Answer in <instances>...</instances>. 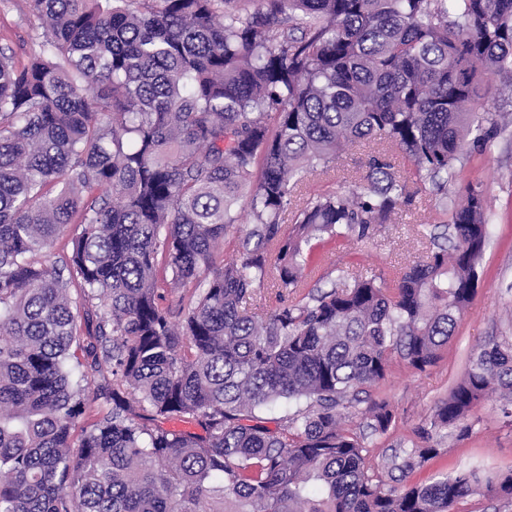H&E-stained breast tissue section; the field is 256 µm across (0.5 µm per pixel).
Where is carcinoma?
<instances>
[{
  "instance_id": "cac0c4a2",
  "label": "carcinoma",
  "mask_w": 512,
  "mask_h": 512,
  "mask_svg": "<svg viewBox=\"0 0 512 512\" xmlns=\"http://www.w3.org/2000/svg\"><path fill=\"white\" fill-rule=\"evenodd\" d=\"M32 3L51 38L23 66L0 49V512H451L512 495V474L475 471L399 490L342 423L393 357L440 359L489 237L480 188L453 204L449 245L396 279L340 270L305 291L317 248L372 244L413 201L392 150L444 195L468 140L505 128L480 87L493 72L512 90V0ZM349 146L367 187L298 194ZM242 200L252 223L216 267ZM71 224L70 255L49 260ZM269 281L278 305L250 311ZM497 392L512 398V341L492 337L422 436L465 435ZM277 404L294 410L260 424ZM364 415L374 434L393 420L384 401ZM434 453L405 455L400 478ZM451 512H512V498L485 492L459 501Z\"/></svg>"
}]
</instances>
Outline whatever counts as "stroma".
<instances>
[{
	"label": "stroma",
	"mask_w": 512,
	"mask_h": 512,
	"mask_svg": "<svg viewBox=\"0 0 512 512\" xmlns=\"http://www.w3.org/2000/svg\"><path fill=\"white\" fill-rule=\"evenodd\" d=\"M43 33L31 0H0V47L11 49L18 62L27 63L38 53ZM365 162L362 149H352L337 157L326 175L303 183L300 191L310 195L363 188ZM470 184L481 185L485 193L490 237L478 268L475 296L452 339L434 366L419 371L393 358L386 378L369 388L370 399L387 402L392 410L393 422L385 435L371 433L360 408L345 414V426L362 436L372 471L386 482L391 479L392 456L422 446L420 427L463 380L476 347L491 336L512 341V127L488 145L467 147L456 177L448 184L447 199H440L432 185L423 186L413 205L401 208L393 223L384 226L377 245L337 241L318 251L308 269L311 288L325 286L326 275L338 268L392 276L420 256L431 235L447 221V200L457 199ZM503 403L497 394L479 402L466 420L467 435L454 428L433 435L430 443L437 448V457L401 480V487L462 469L512 473V417L504 415Z\"/></svg>",
	"instance_id": "obj_1"
}]
</instances>
